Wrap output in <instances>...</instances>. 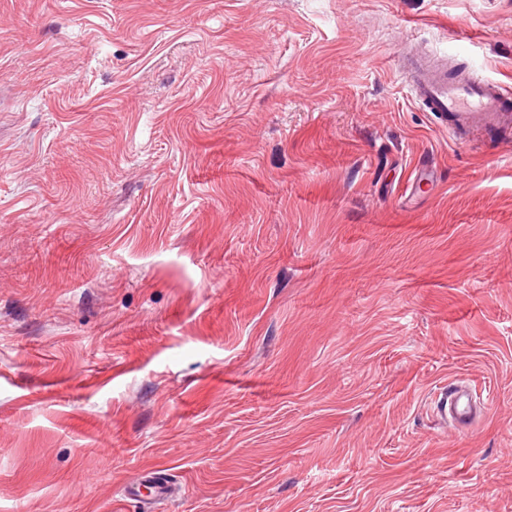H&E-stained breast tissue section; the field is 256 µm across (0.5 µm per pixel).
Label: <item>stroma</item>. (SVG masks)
<instances>
[{
    "label": "stroma",
    "mask_w": 512,
    "mask_h": 512,
    "mask_svg": "<svg viewBox=\"0 0 512 512\" xmlns=\"http://www.w3.org/2000/svg\"><path fill=\"white\" fill-rule=\"evenodd\" d=\"M413 47L512 86V0H0V512H512V147ZM408 85L427 112L448 117L456 140L478 139L489 130L512 129L508 86L478 76L448 79V66L415 55L405 64ZM437 409L442 417L448 418L449 415V420L458 426H464L471 420L469 398L453 385L448 388V395L438 401Z\"/></svg>",
    "instance_id": "1"
}]
</instances>
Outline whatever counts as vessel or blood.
Returning <instances> with one entry per match:
<instances>
[{
    "mask_svg": "<svg viewBox=\"0 0 512 512\" xmlns=\"http://www.w3.org/2000/svg\"><path fill=\"white\" fill-rule=\"evenodd\" d=\"M408 85L426 111L448 117V131L455 139L471 141L490 130L512 129V113L506 101L512 90L499 83L468 76L452 79L448 67L415 55L405 65ZM441 416L456 425H466L472 409L464 393L449 388L437 404Z\"/></svg>",
    "mask_w": 512,
    "mask_h": 512,
    "instance_id": "vessel-or-blood-1",
    "label": "vessel or blood"
}]
</instances>
